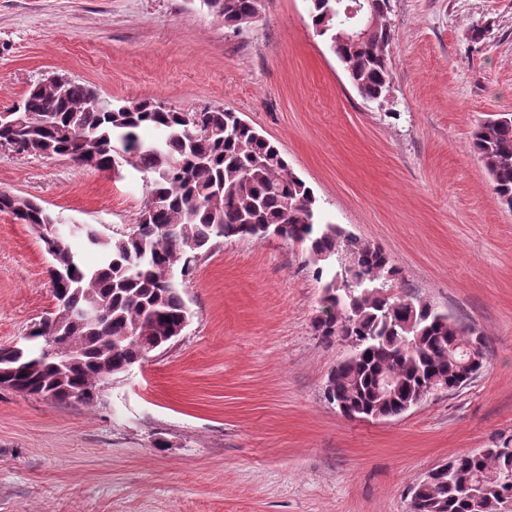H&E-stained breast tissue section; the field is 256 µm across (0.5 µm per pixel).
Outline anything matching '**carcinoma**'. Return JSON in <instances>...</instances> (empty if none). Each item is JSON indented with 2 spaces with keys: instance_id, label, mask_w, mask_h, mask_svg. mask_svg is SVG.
Instances as JSON below:
<instances>
[{
  "instance_id": "cac0c4a2",
  "label": "carcinoma",
  "mask_w": 512,
  "mask_h": 512,
  "mask_svg": "<svg viewBox=\"0 0 512 512\" xmlns=\"http://www.w3.org/2000/svg\"><path fill=\"white\" fill-rule=\"evenodd\" d=\"M318 35L325 38L351 85L364 99L386 100L390 89V28L384 21L389 0H372L376 24L364 41L347 38L329 16L335 0H310ZM224 25L250 23L256 0H205ZM98 90L71 81L65 96L34 87L21 99V111L0 118V141L17 152L63 157L77 165L109 171L116 149L132 151L131 165L149 174L147 200L133 229L107 237L89 224L74 236L98 255L88 265L65 237L54 233L58 216L40 202L0 192V213L21 224L40 225L49 257V277L64 315L34 325L12 361H0V384L26 395L72 401L85 390L82 403L94 404L90 392L99 377L117 378L155 349L182 335L189 310L180 277L201 251L229 238L280 237L305 247L325 279L314 328L325 337L348 343V357L329 374L325 393L348 418L403 414L416 393L430 396L437 381L450 386L486 360L482 336L426 301L392 295L388 283L399 270L380 247L321 219L312 188L289 167L279 147L235 113L219 107L179 112L144 99L132 111L85 110ZM144 128L164 140L145 142ZM471 148L491 177L492 195L512 211V113L479 122ZM180 161L171 168L168 160ZM103 317L87 322L83 309ZM50 336H62L74 357H44L37 349ZM392 381L384 388L385 379ZM409 512H512V440L481 453L448 460L446 469L411 491Z\"/></svg>"
}]
</instances>
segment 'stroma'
<instances>
[{
	"label": "stroma",
	"mask_w": 512,
	"mask_h": 512,
	"mask_svg": "<svg viewBox=\"0 0 512 512\" xmlns=\"http://www.w3.org/2000/svg\"><path fill=\"white\" fill-rule=\"evenodd\" d=\"M309 0H263L240 30L199 0H0V111L54 74L112 102L221 107L276 143L323 221L381 247L391 291L487 340L467 385L384 420L325 397L349 346L313 327L322 283L281 238L230 239L183 283L170 347L88 407L0 390V512H408L449 459L512 439V212L469 145L512 113V0H390V91L363 99ZM146 173L0 148V191L63 222L129 232ZM47 256L0 213V348L53 310Z\"/></svg>",
	"instance_id": "1"
}]
</instances>
